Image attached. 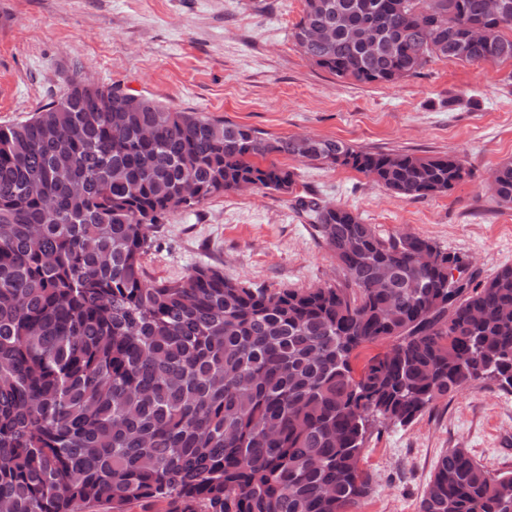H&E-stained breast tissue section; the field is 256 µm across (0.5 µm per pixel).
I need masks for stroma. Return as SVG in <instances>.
I'll list each match as a JSON object with an SVG mask.
<instances>
[{"label": "stroma", "instance_id": "stroma-1", "mask_svg": "<svg viewBox=\"0 0 512 512\" xmlns=\"http://www.w3.org/2000/svg\"><path fill=\"white\" fill-rule=\"evenodd\" d=\"M303 8L304 0H0V125L30 118L81 69L98 83L274 136L451 154L467 171L448 193L411 198L348 166L283 159L293 195L231 191L168 216L144 258L150 281L205 264L259 288L335 283L338 263L295 208L297 194L352 210L384 238H430L481 277L512 266V208L490 189L494 169L512 160V63L436 58L397 83L362 85L299 52L291 32ZM451 448L491 473L512 470V393L480 384L410 426L375 425L360 461L371 489L351 512H418Z\"/></svg>", "mask_w": 512, "mask_h": 512}]
</instances>
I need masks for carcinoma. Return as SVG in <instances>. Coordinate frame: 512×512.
Returning <instances> with one entry per match:
<instances>
[{"label":"carcinoma","instance_id":"carcinoma-1","mask_svg":"<svg viewBox=\"0 0 512 512\" xmlns=\"http://www.w3.org/2000/svg\"><path fill=\"white\" fill-rule=\"evenodd\" d=\"M304 2L293 42L338 78L395 84L434 57L512 62V16H487L485 0ZM450 15L492 39L466 43ZM274 156L349 166L412 198L466 175L453 155L274 137L79 76L0 126V512L150 500L169 512H346L369 491L359 463L373 422L408 426L485 381L512 393V266L457 288L448 267L461 256L415 234L384 239L342 206L295 199L341 284L253 288L208 265L147 282L152 229L178 211L186 181L189 209L242 183L291 194L294 174ZM491 190L512 206V161ZM418 249L432 267H415ZM391 338L356 369L362 349ZM419 512H512V471L452 448Z\"/></svg>","mask_w":512,"mask_h":512}]
</instances>
